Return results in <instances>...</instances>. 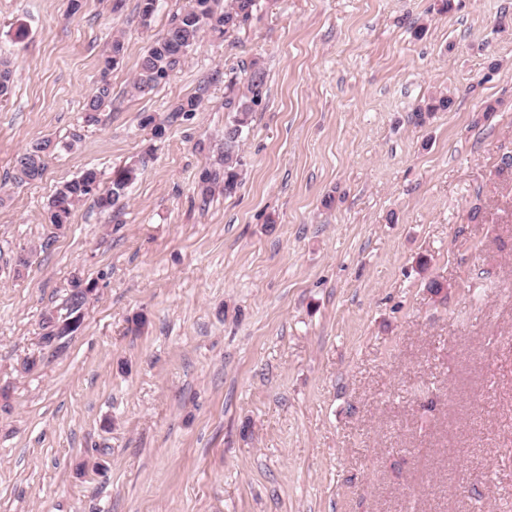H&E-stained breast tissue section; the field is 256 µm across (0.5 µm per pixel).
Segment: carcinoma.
Returning a JSON list of instances; mask_svg holds the SVG:
<instances>
[{
	"instance_id": "obj_1",
	"label": "carcinoma",
	"mask_w": 512,
	"mask_h": 512,
	"mask_svg": "<svg viewBox=\"0 0 512 512\" xmlns=\"http://www.w3.org/2000/svg\"><path fill=\"white\" fill-rule=\"evenodd\" d=\"M259 0H193L192 7L175 15L166 35L176 42V48H169L163 36H158L143 55L134 81V89L144 93L154 89L169 77L198 42L201 32L208 28L214 33L224 35L240 29L258 8ZM124 58L123 43L112 42L104 56L101 79L94 96L85 103V121H97V112L111 97V84L107 79L109 72L118 67ZM246 85L238 86V76L227 80V95L224 109L231 113L230 121L224 127V152L210 166L203 169L197 183V194L207 201L215 191L226 196L234 194L241 184L242 160L240 156L246 129L251 123L252 114L259 106L258 99L263 97L266 87V73L256 61L241 70ZM13 83L11 63L0 59V99L8 95ZM202 94L198 93L178 102L172 109V116H188L198 111ZM451 104L450 97L441 95L415 109L421 117L425 112L445 110ZM53 147L49 139L32 142L15 160L14 180L18 184L32 183L42 178L45 170L43 156L47 148ZM139 173L136 165L117 169L112 174L109 188L102 194L97 193L98 173L95 169L85 170L80 176L61 184L47 205L46 219L51 224H66L74 207L84 199L94 196L102 210H109L120 202L127 189L133 184ZM92 285L80 279L72 282L69 298L68 317L75 316L81 309L88 289Z\"/></svg>"
}]
</instances>
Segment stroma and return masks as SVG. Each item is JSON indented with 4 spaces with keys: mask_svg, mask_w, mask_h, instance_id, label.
I'll use <instances>...</instances> for the list:
<instances>
[{
    "mask_svg": "<svg viewBox=\"0 0 512 512\" xmlns=\"http://www.w3.org/2000/svg\"><path fill=\"white\" fill-rule=\"evenodd\" d=\"M113 3L0 0V512L512 507V0H260L145 94L142 55L192 0L146 28ZM255 60L242 184L201 201L224 82ZM131 164L122 206L46 223L60 184ZM76 277L82 325L44 344ZM124 58L123 43L116 39L112 42L108 52L104 56L103 67L101 68V79L94 96L85 103V120L87 123L97 121V112L100 111L104 103L111 97V84L107 79L109 72L118 67ZM55 148L49 139L32 142L15 160L14 180L18 184L32 183L42 178L46 164L43 156L47 148Z\"/></svg>",
    "mask_w": 512,
    "mask_h": 512,
    "instance_id": "stroma-1",
    "label": "stroma"
}]
</instances>
